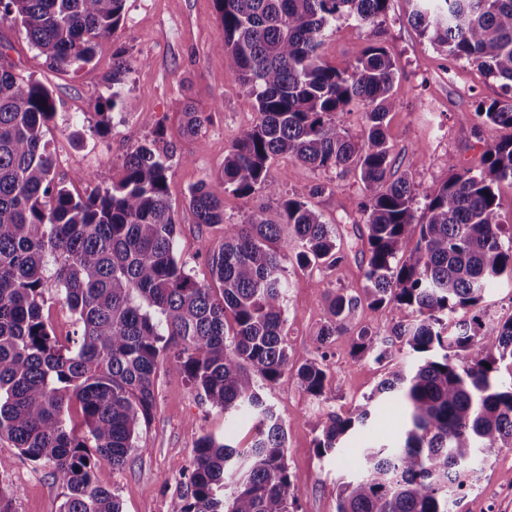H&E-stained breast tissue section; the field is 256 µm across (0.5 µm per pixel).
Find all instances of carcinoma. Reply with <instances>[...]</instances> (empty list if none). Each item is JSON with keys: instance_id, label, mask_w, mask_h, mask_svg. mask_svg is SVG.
<instances>
[{"instance_id": "cac0c4a2", "label": "carcinoma", "mask_w": 512, "mask_h": 512, "mask_svg": "<svg viewBox=\"0 0 512 512\" xmlns=\"http://www.w3.org/2000/svg\"><path fill=\"white\" fill-rule=\"evenodd\" d=\"M214 2L215 49L254 96L258 122L235 137L217 182L189 193L195 223L224 229L219 244L203 248L208 286L174 252L169 156L153 141L139 144L120 178L104 169L78 173L99 187L73 195L55 183L46 140L61 101L0 52V440L51 470L67 490L61 512H122L94 469L100 460L120 469L137 450L170 357L203 403L249 420L252 432L244 448L231 435H202L187 490L170 512H299L305 478L288 469L286 430L259 387L277 384L291 362L284 260L291 251L295 266L312 271L360 253L364 295L328 294L315 337L321 361L301 364L297 383L322 401L329 338L353 328L364 306H389L398 319L385 332L359 330L352 357L383 365L404 351L408 363L388 372L365 403L319 420L315 449L325 457L367 424L378 396L402 410L400 438L362 449L359 473L338 485L336 512H451L481 456L512 448V379L495 367L512 359V318L459 316L512 275V232H503L495 193L512 183V139L489 147L479 170L448 163V180L423 195L419 212L416 186L394 177L384 132L395 104L386 48L372 41L344 70L322 56L332 26L348 18L373 25L391 0ZM412 2L420 36L512 90V0ZM125 3L0 0V23L19 24L48 68L67 71L93 61L96 39L124 21ZM124 55L113 54L111 93L96 108L122 101ZM353 107L364 114L358 138L339 120ZM475 116L512 128V100L481 103ZM204 121L186 107L184 133L196 134ZM284 154L314 170H359L367 195L356 203L364 224L353 227V249L337 246L335 225L299 199L224 223L223 193H276L268 163ZM52 288L76 316L71 343L44 319Z\"/></svg>"}]
</instances>
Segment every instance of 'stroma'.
<instances>
[{"label": "stroma", "mask_w": 512, "mask_h": 512, "mask_svg": "<svg viewBox=\"0 0 512 512\" xmlns=\"http://www.w3.org/2000/svg\"><path fill=\"white\" fill-rule=\"evenodd\" d=\"M410 0H391L390 9L376 26L343 19L324 37V60L346 68L373 40H380L396 66L395 105L386 118L387 142L399 173L422 192L441 187L448 179V164L480 169L491 145L512 137V128L467 120L477 104L507 99L502 79L489 76L474 63L453 60L435 49L408 20ZM220 34L214 0H126L125 21L111 36L99 39L91 64L76 72L49 70L27 41L20 25L0 24V42L10 47L16 71L32 76L52 89L62 110L50 122L47 138L56 158L55 177L73 194L89 195L92 184L74 181L78 171L104 168L118 171L132 147L151 140L170 156L168 197L178 235L175 251L187 259L194 279L211 284L210 269L200 252L204 243L222 239L216 227L196 224L188 207L191 188L214 180L224 167L234 137L258 121L256 101L232 71L224 53L215 50ZM124 49L128 69L124 100L110 113V129L96 131L97 98L107 97L112 55ZM205 115L197 135L181 132L186 106ZM417 162H410L411 153ZM268 176L279 197L306 201L328 224L340 225L341 245H348L353 225L362 223L355 202L364 193L357 172L317 171L280 155L270 160ZM325 192L314 193L316 184ZM279 197L250 198L224 195V219L242 223L260 205H277ZM290 288L285 297L284 332L294 365L319 359L314 341L324 322L325 291L362 288L358 262L313 273L288 267ZM396 320L387 307L360 310L354 330L329 342L325 402L312 400L297 384L295 372L286 370L279 382L264 388L263 396L280 415L286 433L289 470L304 477L299 492L301 512H336L341 479L358 467L361 447L394 439L400 428L401 409L393 402L376 404L369 427L348 439L340 453L321 457L315 450L320 434L318 419L328 411H347L363 403L385 374L370 359L351 355L361 328L386 330ZM228 423L223 412L206 407L175 362L159 368L156 405L147 426L122 469L99 461L96 482L118 495L123 512H168L171 501L183 494L192 468L195 446L206 433L223 438ZM0 457L9 462L0 472V487L12 500L14 512H60L65 490L47 467L22 456L8 440H0ZM454 512H512V448L487 453L477 479Z\"/></svg>", "instance_id": "obj_1"}]
</instances>
